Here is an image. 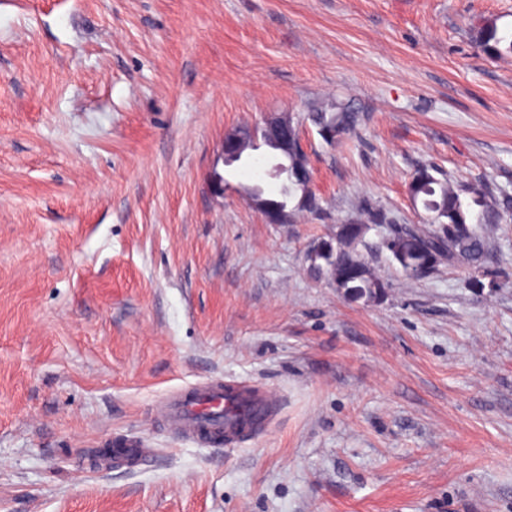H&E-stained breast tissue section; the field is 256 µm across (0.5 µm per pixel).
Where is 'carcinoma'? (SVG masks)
<instances>
[{"instance_id":"obj_1","label":"carcinoma","mask_w":512,"mask_h":512,"mask_svg":"<svg viewBox=\"0 0 512 512\" xmlns=\"http://www.w3.org/2000/svg\"><path fill=\"white\" fill-rule=\"evenodd\" d=\"M470 31L475 43L487 54L496 55L504 48L512 51V31L500 30L494 21L482 19L473 24ZM309 119L319 134L332 132L340 139L358 126L360 114L347 103L327 98L311 106ZM299 158L302 174L291 178L288 190L271 198V202L285 206L294 202L295 212L308 210L314 197L311 178L307 175V158L303 153ZM409 190L413 199L421 201L424 210L435 218L436 227L426 230L416 225L392 228L382 240V247L391 251L408 242L420 243L428 250L434 268L447 262L464 263L474 272L481 271L487 261L489 242L475 225L500 223L505 205L475 187L440 180L429 167L414 173ZM388 223L389 217L381 210L358 209L351 221L341 225L331 238L330 251L309 262L310 274L331 283L344 278L348 270L362 266L364 275L359 278L357 287L372 296L381 294L385 285L361 254L359 245L372 226Z\"/></svg>"}]
</instances>
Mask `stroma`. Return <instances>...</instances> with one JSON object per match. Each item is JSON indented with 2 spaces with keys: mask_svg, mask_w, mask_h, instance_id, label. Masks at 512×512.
<instances>
[{
  "mask_svg": "<svg viewBox=\"0 0 512 512\" xmlns=\"http://www.w3.org/2000/svg\"><path fill=\"white\" fill-rule=\"evenodd\" d=\"M512 0H0V512H512V210L488 271L348 300L305 254L361 206L423 223L439 176L512 201V54L471 18ZM331 96L362 116L327 145ZM300 119L320 213L265 223L224 134ZM226 181L223 194L211 185ZM237 379L281 396L227 446L160 399ZM150 454L107 462L109 442ZM475 43L487 54L496 55L505 50L512 51V29L501 31L495 21L479 20L470 28Z\"/></svg>",
  "mask_w": 512,
  "mask_h": 512,
  "instance_id": "obj_1",
  "label": "stroma"
}]
</instances>
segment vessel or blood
Returning <instances> with one entry per match:
<instances>
[{
    "label": "vessel or blood",
    "mask_w": 512,
    "mask_h": 512,
    "mask_svg": "<svg viewBox=\"0 0 512 512\" xmlns=\"http://www.w3.org/2000/svg\"><path fill=\"white\" fill-rule=\"evenodd\" d=\"M276 399L273 391L237 381L206 382L175 393L160 411L165 422L184 437L205 442L216 433L225 443L235 444L246 427L268 424Z\"/></svg>",
    "instance_id": "obj_1"
}]
</instances>
